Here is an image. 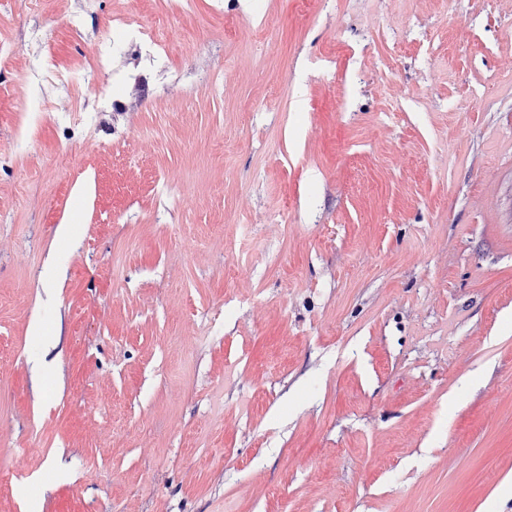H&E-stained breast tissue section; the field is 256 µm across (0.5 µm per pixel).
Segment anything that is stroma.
<instances>
[{"mask_svg": "<svg viewBox=\"0 0 512 512\" xmlns=\"http://www.w3.org/2000/svg\"><path fill=\"white\" fill-rule=\"evenodd\" d=\"M35 37L104 65L20 84ZM0 43V512H512V0H0ZM112 26L123 31L125 36L134 35L131 37V41L139 40L140 42L146 43L149 46H153L157 49H163L162 39L158 33L147 32L141 30L138 25V21L134 16H125L121 18H115L108 22L107 28L111 29Z\"/></svg>", "mask_w": 512, "mask_h": 512, "instance_id": "obj_1", "label": "stroma"}]
</instances>
